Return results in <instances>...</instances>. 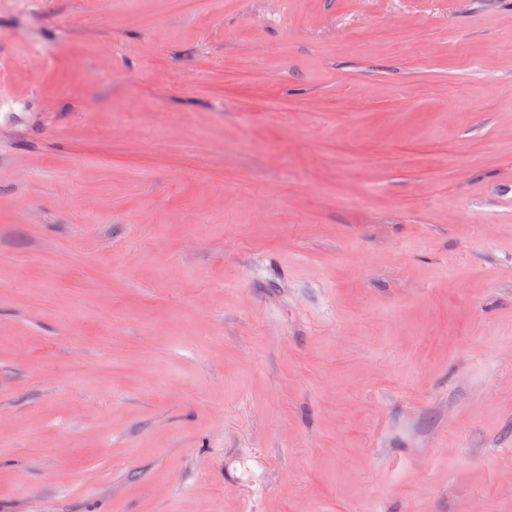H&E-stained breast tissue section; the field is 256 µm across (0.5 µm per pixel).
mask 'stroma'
<instances>
[{
    "mask_svg": "<svg viewBox=\"0 0 512 512\" xmlns=\"http://www.w3.org/2000/svg\"><path fill=\"white\" fill-rule=\"evenodd\" d=\"M0 512H512V0L0 6Z\"/></svg>",
    "mask_w": 512,
    "mask_h": 512,
    "instance_id": "1",
    "label": "stroma"
}]
</instances>
